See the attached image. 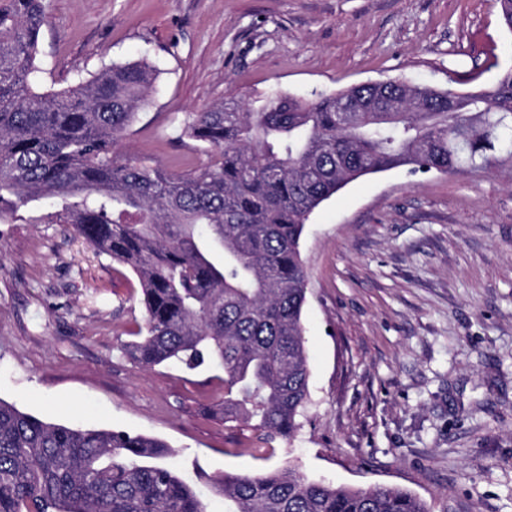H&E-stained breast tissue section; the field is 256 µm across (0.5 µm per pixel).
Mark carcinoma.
I'll return each mask as SVG.
<instances>
[{
	"instance_id": "obj_1",
	"label": "carcinoma",
	"mask_w": 512,
	"mask_h": 512,
	"mask_svg": "<svg viewBox=\"0 0 512 512\" xmlns=\"http://www.w3.org/2000/svg\"><path fill=\"white\" fill-rule=\"evenodd\" d=\"M43 0H0V222L63 224L138 278L146 318L122 346L152 368L224 373V422L292 440L309 401L300 243L324 201L367 175L512 172V69L474 91L398 81L313 100L228 97L189 112L186 174L117 154L156 70L112 63L41 91ZM162 440L45 422L0 399V512H208ZM226 512H430L393 487L281 468L224 474Z\"/></svg>"
}]
</instances>
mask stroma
<instances>
[{"label":"stroma","mask_w":512,"mask_h":512,"mask_svg":"<svg viewBox=\"0 0 512 512\" xmlns=\"http://www.w3.org/2000/svg\"><path fill=\"white\" fill-rule=\"evenodd\" d=\"M45 87L145 60L156 91L121 154L175 173L201 146L187 113L401 78L473 90L512 68L498 0H44ZM312 377L301 428L251 455L220 370L145 369L136 276L60 224L0 223V398L54 423L165 440L180 474L289 465L351 488L399 487L430 512H512V175L348 184L305 226Z\"/></svg>","instance_id":"35a3bbf8"}]
</instances>
